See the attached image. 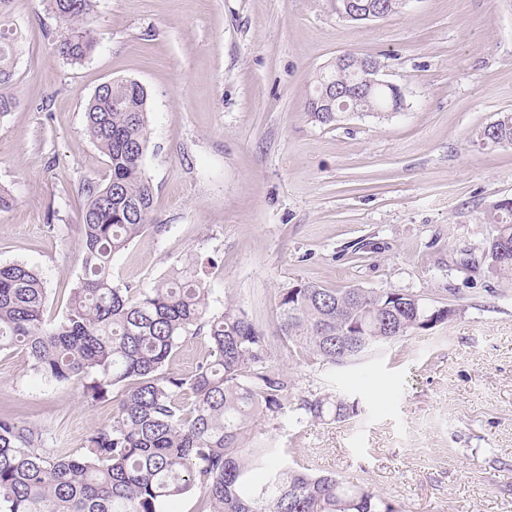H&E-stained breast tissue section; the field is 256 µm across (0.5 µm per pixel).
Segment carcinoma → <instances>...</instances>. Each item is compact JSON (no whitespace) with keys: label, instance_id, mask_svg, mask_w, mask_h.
<instances>
[{"label":"carcinoma","instance_id":"carcinoma-1","mask_svg":"<svg viewBox=\"0 0 512 512\" xmlns=\"http://www.w3.org/2000/svg\"><path fill=\"white\" fill-rule=\"evenodd\" d=\"M65 24L56 41L59 56L81 62L95 48L96 0H46ZM403 0H353L367 12L377 4L394 14ZM20 35L0 22V84L15 75ZM362 57L316 75L311 98L327 83L353 87ZM396 97L374 86L356 99L338 97L366 111L387 110ZM149 94L135 80L102 83L89 99L86 128L107 158L106 184H87L82 211L83 275L71 289L62 319L48 327L47 289L40 274L22 262L0 265V351L19 347L38 376L77 380L92 402L117 394L111 420L89 432L84 445L40 448L13 419L0 417V512H163L197 484L208 493V512H397L367 486L333 475L300 471L276 461L265 440L243 445L249 426L278 418L291 387L288 374L271 366L268 336L237 306L210 311L206 270L194 255L150 288L120 286L112 259L150 225L154 186L144 159L150 143ZM312 122L330 125L339 113L317 112ZM483 146H512V113L476 132ZM486 218L495 225L489 252L511 258L494 266L512 284V198L497 201ZM277 333L289 351L318 367L352 362L370 352L350 346L364 336L379 348L418 330L417 318L434 309L416 295L359 287L323 288L298 282L280 291ZM206 334L208 352L184 376L167 371L181 343ZM297 424L337 423L359 414V403L332 392L298 400ZM255 469L263 480H251Z\"/></svg>","mask_w":512,"mask_h":512}]
</instances>
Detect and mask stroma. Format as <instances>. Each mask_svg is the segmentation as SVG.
<instances>
[{
    "instance_id": "stroma-1",
    "label": "stroma",
    "mask_w": 512,
    "mask_h": 512,
    "mask_svg": "<svg viewBox=\"0 0 512 512\" xmlns=\"http://www.w3.org/2000/svg\"><path fill=\"white\" fill-rule=\"evenodd\" d=\"M336 0H97V46L72 64L43 0H12L22 39L0 95V264L36 269L57 322L82 275V187L109 179L86 131L103 82L149 93L144 159L152 221L115 256V284L153 286L187 254L213 260L210 309L238 305L290 375L287 407L336 392L359 403L343 422L258 421L296 468L373 489L396 512H512V285L490 268L484 214L512 197V146L484 147L479 127L512 113V0H408L386 18H341ZM379 58L403 112L310 121L315 75L337 56ZM384 289L451 307L356 362L321 369L277 335L282 288ZM81 382L35 376L0 352V416L45 447L78 448L108 422Z\"/></svg>"
}]
</instances>
